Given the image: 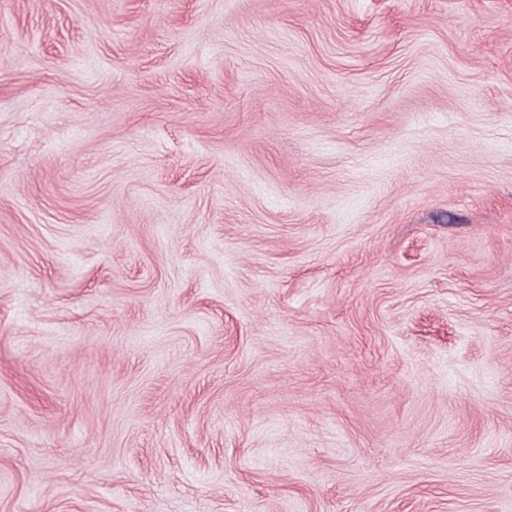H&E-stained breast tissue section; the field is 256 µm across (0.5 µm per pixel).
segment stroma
Wrapping results in <instances>:
<instances>
[{
	"label": "stroma",
	"instance_id": "obj_1",
	"mask_svg": "<svg viewBox=\"0 0 512 512\" xmlns=\"http://www.w3.org/2000/svg\"><path fill=\"white\" fill-rule=\"evenodd\" d=\"M0 512H512V0H0Z\"/></svg>",
	"mask_w": 512,
	"mask_h": 512
}]
</instances>
